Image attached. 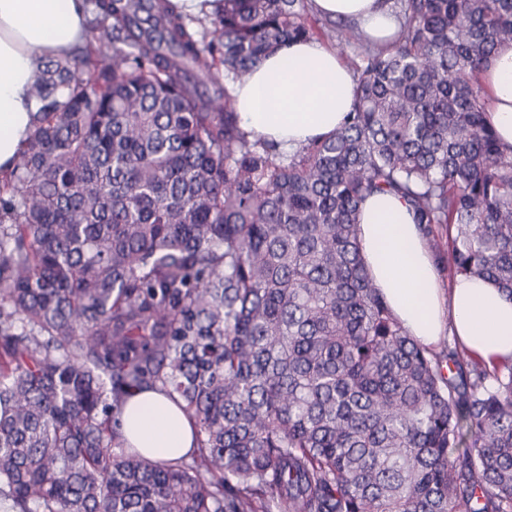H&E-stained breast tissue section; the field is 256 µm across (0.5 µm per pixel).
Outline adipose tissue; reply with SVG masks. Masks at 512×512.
Listing matches in <instances>:
<instances>
[{"label": "adipose tissue", "instance_id": "ef3b65f1", "mask_svg": "<svg viewBox=\"0 0 512 512\" xmlns=\"http://www.w3.org/2000/svg\"><path fill=\"white\" fill-rule=\"evenodd\" d=\"M314 9L357 22L369 34L388 29L385 0H312ZM85 0H0V168L10 169L31 129L34 78L44 62L70 54L87 37ZM487 120L512 146V43L502 45L483 76ZM353 77L342 58L316 40L267 55L237 84L246 130L292 152L331 134L353 104ZM362 253L379 292L410 336L434 346L452 336L487 367L512 362V298L493 282L457 277L438 288L434 258L405 204L371 197L359 224ZM130 447L155 459L189 454L194 430L157 390L134 392L120 419Z\"/></svg>", "mask_w": 512, "mask_h": 512}]
</instances>
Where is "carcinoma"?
<instances>
[{"instance_id": "1", "label": "carcinoma", "mask_w": 512, "mask_h": 512, "mask_svg": "<svg viewBox=\"0 0 512 512\" xmlns=\"http://www.w3.org/2000/svg\"><path fill=\"white\" fill-rule=\"evenodd\" d=\"M91 2L100 48L43 64L0 177L7 512H512V364L410 336L358 236L397 195L439 271L512 297V147L480 84L512 0H399L344 122L291 154L234 88L314 38L305 0ZM136 387L182 407L189 458L127 447Z\"/></svg>"}]
</instances>
